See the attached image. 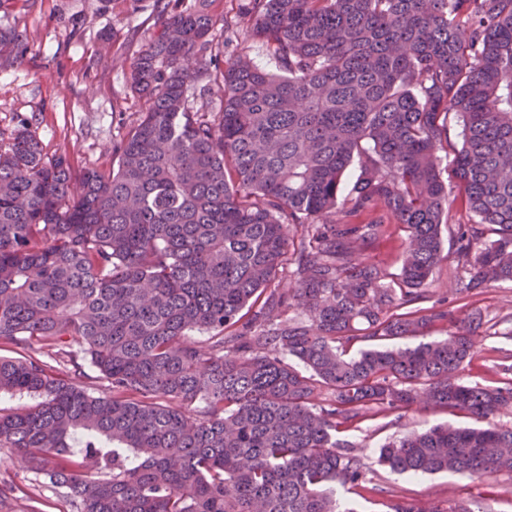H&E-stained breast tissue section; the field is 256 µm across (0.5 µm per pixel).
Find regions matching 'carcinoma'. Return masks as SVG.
Wrapping results in <instances>:
<instances>
[{
  "label": "carcinoma",
  "mask_w": 512,
  "mask_h": 512,
  "mask_svg": "<svg viewBox=\"0 0 512 512\" xmlns=\"http://www.w3.org/2000/svg\"><path fill=\"white\" fill-rule=\"evenodd\" d=\"M213 2L156 0L127 74L148 107L116 167L77 174L25 123L0 141V343L48 356L0 357V394L34 399L0 413V448L80 512H338L330 485L364 481L342 434L423 393L483 426L389 441L381 464L512 472V427L494 422L512 353L495 384L463 381L482 313L427 288L455 210V293L512 282V0H249L245 22ZM218 29L258 40L276 71L220 59ZM27 50L0 29V70ZM204 74L217 117L191 106ZM392 218L397 274L362 259ZM285 271L293 287H273ZM392 339L418 343L351 353ZM445 124L448 126V152L443 150L439 155L443 159L442 167L448 164V170L451 167V161L454 157V151L461 146V123L459 119L450 114L448 119L445 118ZM448 156V157H447Z\"/></svg>",
  "instance_id": "cac0c4a2"
}]
</instances>
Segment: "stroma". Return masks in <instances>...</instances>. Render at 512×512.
Listing matches in <instances>:
<instances>
[{
    "label": "stroma",
    "mask_w": 512,
    "mask_h": 512,
    "mask_svg": "<svg viewBox=\"0 0 512 512\" xmlns=\"http://www.w3.org/2000/svg\"><path fill=\"white\" fill-rule=\"evenodd\" d=\"M161 20L155 0H5L0 27L27 31L29 49L13 68L0 71V132L21 122L36 131L47 156L63 155L78 168L111 169L112 147L140 116L144 100L134 96L126 65L146 32ZM451 260L440 264L430 285L435 297L455 307L478 309L484 325L475 339L464 379L488 383L498 348L512 350V283L475 297L454 295ZM470 425L468 416L414 404L361 423L346 437L366 465L360 488L337 487L345 512H391L405 501L416 512L456 504L469 512H512V473L491 480L466 474L399 475L378 462L386 441L439 423ZM0 512H79L65 488L47 475L28 471L21 453L0 448Z\"/></svg>",
    "instance_id": "stroma-1"
}]
</instances>
